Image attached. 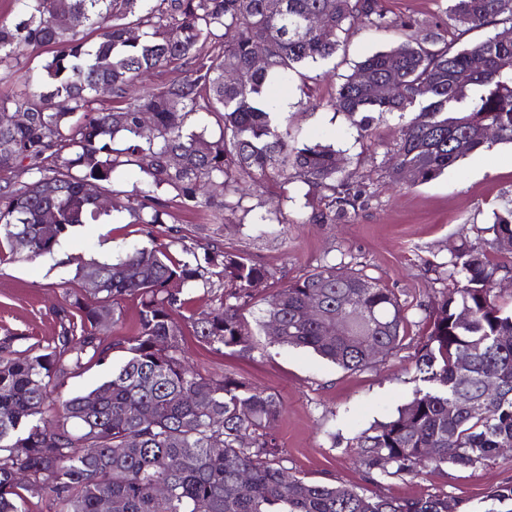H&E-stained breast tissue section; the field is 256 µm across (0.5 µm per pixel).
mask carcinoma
Here are the masks:
<instances>
[{"instance_id": "cac0c4a2", "label": "carcinoma", "mask_w": 512, "mask_h": 512, "mask_svg": "<svg viewBox=\"0 0 512 512\" xmlns=\"http://www.w3.org/2000/svg\"><path fill=\"white\" fill-rule=\"evenodd\" d=\"M12 2L13 20L0 15V69L21 74L24 89L0 94V115L22 112L27 121L0 124L3 257L18 237L34 259L51 253L73 228L110 213L97 207L102 194L148 229L166 223L173 199L221 221L239 207L246 178L255 187L307 185L316 201L309 224L349 220L368 187L342 173L333 145L288 140L273 123L269 88L295 75L306 80L302 68L333 56L357 26L405 39L360 62L329 106L366 136L374 112L415 113L399 130L392 179L423 184L472 153L512 144V0H449L446 21L422 39L411 34L418 21L389 14L382 0ZM62 11L84 29L62 22ZM311 16L318 26L308 25ZM488 26L496 31L479 42L448 46V31L459 39ZM258 46L265 59L257 67ZM30 49L46 54L37 74L27 66ZM172 63L185 67L182 79L136 89L144 74ZM227 71L234 82L224 80ZM102 86L109 108L99 107ZM131 166L139 185L115 187L113 174ZM486 231L483 245L463 242L442 265L452 288L441 292L415 357L422 386L357 438L373 476L475 467L512 448V309L496 292L501 272L512 270L496 247L512 238V206L494 212ZM181 241L78 263L74 278L90 269L102 288L93 297L65 292L54 344L20 358L13 338L0 341V512H23L28 495L47 499L50 512H100L107 497L118 512H455L459 503L446 497L370 498L343 483L287 475L273 435L279 398L240 378L200 373L185 359L178 321L190 291L215 275L223 292L192 315L193 334L218 352H249L240 310L271 273L217 240L173 254ZM315 296L321 316L306 319ZM129 297L138 301L137 330L126 336L119 329ZM262 313L263 323L281 325L274 342L349 371L396 349L406 321L392 290L330 263L266 296ZM114 348L127 358L109 380L87 394L60 391L66 377ZM490 499L497 508L489 512H512V486Z\"/></svg>"}]
</instances>
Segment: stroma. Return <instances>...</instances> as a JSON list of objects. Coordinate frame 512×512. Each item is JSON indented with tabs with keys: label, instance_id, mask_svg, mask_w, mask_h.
<instances>
[{
	"label": "stroma",
	"instance_id": "1",
	"mask_svg": "<svg viewBox=\"0 0 512 512\" xmlns=\"http://www.w3.org/2000/svg\"><path fill=\"white\" fill-rule=\"evenodd\" d=\"M391 43L388 37L352 31L333 57L306 67L310 96H303L294 80L277 94L292 139L334 144L352 180L369 183L372 196L350 223H306L307 188L299 182L251 192L236 212L227 213L222 226L177 202L169 207V223L148 233L127 213L116 212L110 220L75 228L53 254L32 259L19 247L0 261V338L14 337L21 357L33 343L56 340L57 309L74 285L77 260H114L147 238L167 241L173 228L190 246L220 240L271 273L242 311L253 349L245 355L221 353L190 332L184 349L203 374L233 375L279 396L283 411L274 433L288 468L314 483L353 485L370 497L445 496L459 502V512H488L492 492L512 485L510 449L477 467L445 465L416 476L378 478L368 474L352 449L362 431L387 421L419 385L412 362L444 288L439 264L461 242L482 245L494 211L512 201L511 144L471 154L430 182L396 183L387 173V153L397 142L402 118L376 115L370 135L363 137L347 116L330 107V98L356 65ZM277 209L287 214L288 223H264V216ZM326 262L362 270L394 291L405 308L400 346L360 371L344 370L307 349L270 343L258 325L265 296Z\"/></svg>",
	"mask_w": 512,
	"mask_h": 512
}]
</instances>
